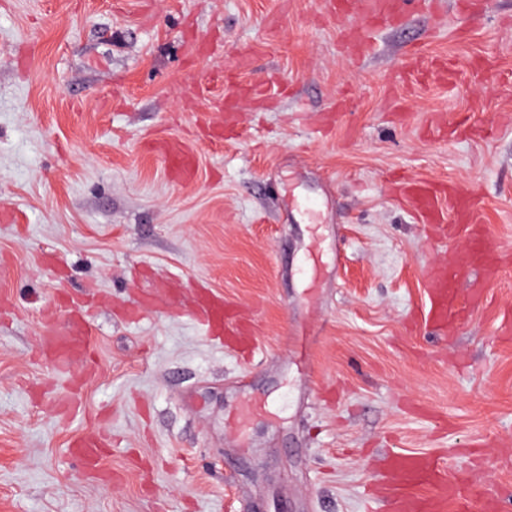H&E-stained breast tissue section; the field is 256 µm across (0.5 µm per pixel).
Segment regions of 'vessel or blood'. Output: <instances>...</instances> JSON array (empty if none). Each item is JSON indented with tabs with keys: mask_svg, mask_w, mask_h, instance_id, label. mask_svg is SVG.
Masks as SVG:
<instances>
[{
	"mask_svg": "<svg viewBox=\"0 0 512 512\" xmlns=\"http://www.w3.org/2000/svg\"><path fill=\"white\" fill-rule=\"evenodd\" d=\"M329 12L336 16L357 12L373 24L394 26L400 22L401 4L399 0H330ZM403 192L414 200L431 223L444 224L445 211H452L457 223L469 234L471 261L484 262L487 278L495 277L494 264L485 259L484 233L472 224L473 201L467 190L413 181L404 186ZM466 271V265L457 264L427 274L429 316L434 323L447 322L457 300V286ZM70 328L79 332L80 342L61 347L55 338L48 337L43 341L44 346L58 348V365L63 369L82 355L83 339L90 333V322L83 316L74 320ZM419 482L433 485L435 494L425 499L416 497L411 488ZM376 495L387 503L390 512H447L449 502L463 500L461 482L439 468L431 455L420 452L407 455L400 463L389 464L388 476L377 488Z\"/></svg>",
	"mask_w": 512,
	"mask_h": 512,
	"instance_id": "1",
	"label": "vessel or blood"
}]
</instances>
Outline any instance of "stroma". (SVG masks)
Listing matches in <instances>:
<instances>
[{
  "instance_id": "1",
  "label": "stroma",
  "mask_w": 512,
  "mask_h": 512,
  "mask_svg": "<svg viewBox=\"0 0 512 512\" xmlns=\"http://www.w3.org/2000/svg\"><path fill=\"white\" fill-rule=\"evenodd\" d=\"M324 2L0 0V512H389L368 492L414 452L512 512V0ZM405 178L470 189L501 259L448 334L425 271L468 237ZM81 308L92 366L55 369ZM327 3L332 15L357 12L375 25L395 26L401 18V0H330ZM223 311L224 301L222 297L210 295L194 310V315L204 325L210 326L212 321L223 314Z\"/></svg>"
}]
</instances>
